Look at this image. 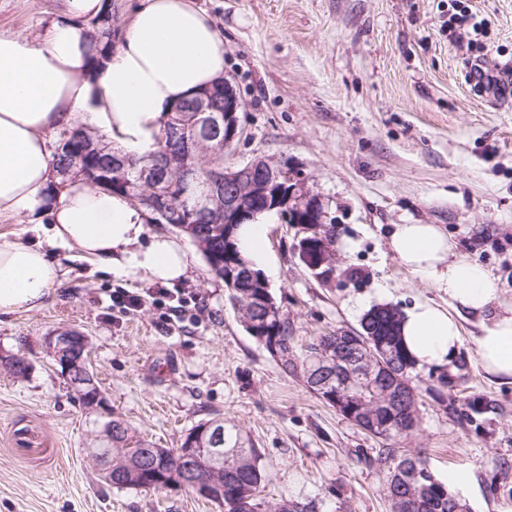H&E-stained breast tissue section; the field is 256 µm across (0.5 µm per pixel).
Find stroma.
Wrapping results in <instances>:
<instances>
[{
    "label": "stroma",
    "instance_id": "1",
    "mask_svg": "<svg viewBox=\"0 0 512 512\" xmlns=\"http://www.w3.org/2000/svg\"><path fill=\"white\" fill-rule=\"evenodd\" d=\"M224 33V78L243 104V135L224 152L234 169L263 158L304 176L335 226L336 266L315 277L301 263L293 225L266 214L259 264L295 346L354 329L372 306L404 310L448 296L409 273L388 240L398 224H436L457 255L483 265L512 305V92L467 83L476 54L448 37V0H196ZM58 0H0V31L34 34ZM489 23L487 66L512 63V0H469ZM68 274L47 305L0 314V512H224L171 487L118 490L85 455L107 415L151 448H176L213 417L250 437L262 457V498L313 502L314 512H390L381 446L322 401L244 329L222 278L201 252L182 285L201 309L166 320L146 305L129 317L108 289L140 288L109 267L63 260ZM483 315L462 321L467 367L447 406L423 398L399 446L422 452L468 512H512V385L476 359ZM74 327L108 406L76 399L46 339ZM492 406L468 418L467 401Z\"/></svg>",
    "mask_w": 512,
    "mask_h": 512
}]
</instances>
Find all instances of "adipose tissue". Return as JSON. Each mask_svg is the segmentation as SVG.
<instances>
[{
    "mask_svg": "<svg viewBox=\"0 0 512 512\" xmlns=\"http://www.w3.org/2000/svg\"><path fill=\"white\" fill-rule=\"evenodd\" d=\"M103 9V0H61L36 36L0 32V216L20 219L43 204L57 130L80 121L143 156L154 151L165 114L224 75V35L194 0H143L105 66L91 69L88 22ZM51 215L43 241L0 242V314L47 304L66 275L57 247L144 282L171 284L189 274L188 248L151 231L145 209L127 196L75 180ZM388 245L412 274L447 293L444 307L415 302L399 328L418 367L448 365L462 343L463 316L489 311L499 290L481 264L456 255L437 225H396ZM476 345L484 371L512 384V308L483 325Z\"/></svg>",
    "mask_w": 512,
    "mask_h": 512,
    "instance_id": "ef3b65f1",
    "label": "adipose tissue"
}]
</instances>
